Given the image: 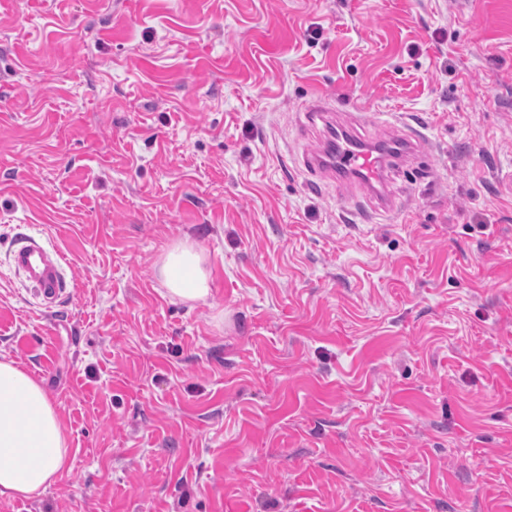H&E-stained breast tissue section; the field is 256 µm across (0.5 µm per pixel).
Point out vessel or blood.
<instances>
[{"instance_id": "vessel-or-blood-1", "label": "vessel or blood", "mask_w": 512, "mask_h": 512, "mask_svg": "<svg viewBox=\"0 0 512 512\" xmlns=\"http://www.w3.org/2000/svg\"><path fill=\"white\" fill-rule=\"evenodd\" d=\"M397 150L385 151L367 147L354 127L336 132V146L307 156L304 166L310 174L321 175L332 182H355L373 187L372 197L379 208L391 211L395 197L389 187V171L411 159L422 147L418 131L397 135ZM10 263L21 272L44 305H52L65 293L64 254L48 249L39 239L29 236L17 243L10 253Z\"/></svg>"}]
</instances>
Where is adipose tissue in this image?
Wrapping results in <instances>:
<instances>
[{
    "label": "adipose tissue",
    "mask_w": 512,
    "mask_h": 512,
    "mask_svg": "<svg viewBox=\"0 0 512 512\" xmlns=\"http://www.w3.org/2000/svg\"><path fill=\"white\" fill-rule=\"evenodd\" d=\"M156 275L167 294L199 303L209 296L207 255L181 240L160 257ZM60 417L42 385L14 360H0V498L41 495L69 468Z\"/></svg>",
    "instance_id": "ef3b65f1"
}]
</instances>
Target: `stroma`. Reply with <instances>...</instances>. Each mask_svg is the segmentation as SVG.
I'll return each mask as SVG.
<instances>
[{
  "instance_id": "35a3bbf8",
  "label": "stroma",
  "mask_w": 512,
  "mask_h": 512,
  "mask_svg": "<svg viewBox=\"0 0 512 512\" xmlns=\"http://www.w3.org/2000/svg\"><path fill=\"white\" fill-rule=\"evenodd\" d=\"M320 97L422 124L391 213L313 184ZM0 355L70 448L0 512H512V0H0ZM10 263L21 272L46 306L54 304L65 293L66 257L49 250L39 239L28 236L10 253ZM156 275L167 294L184 302H205L209 296L207 255L185 239L169 245L160 257Z\"/></svg>"
}]
</instances>
